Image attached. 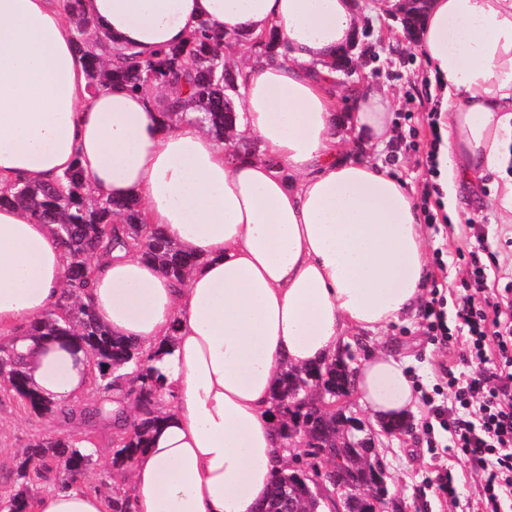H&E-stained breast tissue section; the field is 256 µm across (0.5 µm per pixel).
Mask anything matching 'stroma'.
<instances>
[{
  "label": "stroma",
  "mask_w": 512,
  "mask_h": 512,
  "mask_svg": "<svg viewBox=\"0 0 512 512\" xmlns=\"http://www.w3.org/2000/svg\"><path fill=\"white\" fill-rule=\"evenodd\" d=\"M355 5L363 26L372 31L367 43L377 55L376 61L361 68L364 82L384 89L391 96L395 134L390 142L382 145H361L352 142L346 127H338L337 133L343 142L349 143L353 154L391 167L417 197L423 189L425 172L417 154L409 150L408 145L412 142L422 147L429 145L427 115L438 110L440 101L430 87L428 68L417 50L416 39L408 37L392 17L374 15V0H355ZM494 193L491 185L477 193L465 189L460 193V201L470 220L498 225L507 237L512 235V224L500 223ZM424 238L428 249L441 247L445 250L443 265H431L430 280L447 283L449 295H456L466 271V262L460 253L466 250L467 241L461 228L437 230L428 226L424 229ZM422 323L419 316L403 318L387 329L348 338L344 346L357 363L376 351L403 359L421 396L431 392L437 383L440 365L454 362L452 348L434 345L425 335ZM408 418L413 424L412 434L381 440L377 448L387 472L390 495L403 500L408 512H476L480 498L479 475L457 456L455 449H444L439 456H432L426 443L429 410L424 402H417ZM66 431V426L57 418L25 412L14 402H0V498L13 492L16 465L29 440L38 434L55 437ZM440 463L451 467L458 479L457 503L440 501L431 483L433 471Z\"/></svg>",
  "instance_id": "obj_1"
}]
</instances>
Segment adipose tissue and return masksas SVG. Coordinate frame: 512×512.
I'll list each match as a JSON object with an SVG mask.
<instances>
[{
  "label": "adipose tissue",
  "mask_w": 512,
  "mask_h": 512,
  "mask_svg": "<svg viewBox=\"0 0 512 512\" xmlns=\"http://www.w3.org/2000/svg\"><path fill=\"white\" fill-rule=\"evenodd\" d=\"M66 0H0V190L54 181L78 165L91 192L142 204L144 223L199 256L185 282L115 250L95 266L88 301L116 335L148 350L165 377V418L125 478L132 512H255L283 466L272 390L282 364L335 359L347 334L417 311L427 284L421 217L391 168L350 157L329 61L350 47L353 0H79V10L142 56L185 42L201 22L228 35L276 30L286 53L240 68L232 156L202 123L166 126L158 89L92 93ZM418 49L442 88L441 186L476 190L512 165V0H429ZM343 117L352 136L393 135L390 100L369 86ZM64 249L48 225L0 207V333L55 303ZM38 390L90 391L86 352L21 339ZM380 421L406 418L415 388L403 361L375 352L353 376ZM34 512H107L73 486Z\"/></svg>",
  "instance_id": "adipose-tissue-1"
}]
</instances>
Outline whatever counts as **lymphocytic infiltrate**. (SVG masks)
Returning <instances> with one entry per match:
<instances>
[{"label": "lymphocytic infiltrate", "mask_w": 512, "mask_h": 512, "mask_svg": "<svg viewBox=\"0 0 512 512\" xmlns=\"http://www.w3.org/2000/svg\"><path fill=\"white\" fill-rule=\"evenodd\" d=\"M428 119L432 141L420 159L427 173L421 202L426 223L435 226L440 217L431 200L441 194L438 155L444 120L438 112ZM472 235L477 246L468 252L465 293L452 304L453 312H446L449 304L439 287H432L426 303V335L445 346L461 343L460 361L471 369L463 377H446L426 396L432 411L427 446L437 450L433 432H446L481 476L478 512H512V296L488 285L481 254L491 247L489 231L476 224Z\"/></svg>", "instance_id": "1"}]
</instances>
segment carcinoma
<instances>
[{"mask_svg": "<svg viewBox=\"0 0 512 512\" xmlns=\"http://www.w3.org/2000/svg\"><path fill=\"white\" fill-rule=\"evenodd\" d=\"M71 33L79 52L88 58L89 91L114 82L132 91H144L156 83L177 84L181 97L167 106V121L178 122L191 115L218 138L225 137L232 128L237 74L224 61L225 34L209 23H201L185 43L152 58L100 42L97 25L85 16ZM85 183L83 170L76 165L53 182L18 183L11 194L0 195L1 204H16L35 220L50 225L68 258L65 286L54 308L24 326L20 337L69 342L85 349L93 364L94 394L92 402L80 406L45 397L30 383L28 361L17 350V337L0 338V395L18 401L37 415L51 414L84 427L80 435L33 437L17 466L20 489L0 502L3 512H32L36 500L30 492L32 487L54 480L58 487L65 488L76 482L70 462L76 460L87 469L95 464L91 433L98 422L112 420V411L107 408L112 392H124L136 408V414L125 417L112 437L113 471L125 472L133 467L161 421L156 395L165 378L153 364L154 355L129 339L113 335L81 301L80 294L89 288L91 260L97 253L116 248L134 252L157 263L178 281L194 259L179 244L142 223L139 203L117 204L92 198L84 192ZM117 210L123 212L120 228L113 222ZM350 378L351 370L340 358L307 369L284 365L272 400L282 422L280 438L288 439V431L293 428L309 430L320 447L330 450L333 467L349 476L361 491L351 499L349 512H369L367 496L388 491L376 454L367 448L337 446L340 436L336 411L317 408L304 412L292 398L294 391L307 390L315 403L333 401L336 392L347 389ZM327 498L302 471L286 466L275 475L268 499L256 512H322ZM105 500L110 512H129L127 485L110 484Z\"/></svg>", "mask_w": 512, "mask_h": 512, "instance_id": "cac0c4a2", "label": "carcinoma"}]
</instances>
